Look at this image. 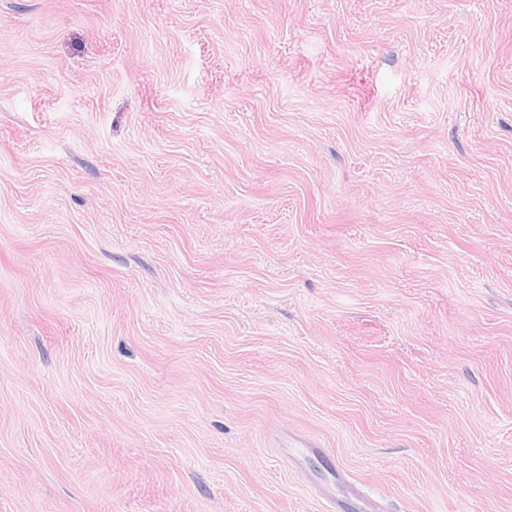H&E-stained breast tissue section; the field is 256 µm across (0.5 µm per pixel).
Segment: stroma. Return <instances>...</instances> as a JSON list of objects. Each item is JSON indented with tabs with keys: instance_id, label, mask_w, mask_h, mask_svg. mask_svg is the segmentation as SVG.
<instances>
[{
	"instance_id": "1",
	"label": "stroma",
	"mask_w": 512,
	"mask_h": 512,
	"mask_svg": "<svg viewBox=\"0 0 512 512\" xmlns=\"http://www.w3.org/2000/svg\"><path fill=\"white\" fill-rule=\"evenodd\" d=\"M351 482L512 512V0H0V512Z\"/></svg>"
}]
</instances>
